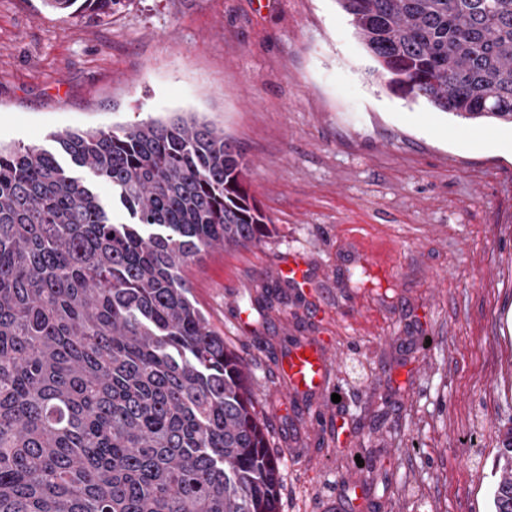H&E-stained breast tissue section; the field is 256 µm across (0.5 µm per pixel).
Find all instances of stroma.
I'll list each match as a JSON object with an SVG mask.
<instances>
[{"instance_id": "obj_1", "label": "stroma", "mask_w": 512, "mask_h": 512, "mask_svg": "<svg viewBox=\"0 0 512 512\" xmlns=\"http://www.w3.org/2000/svg\"><path fill=\"white\" fill-rule=\"evenodd\" d=\"M256 2L123 0L100 17L0 0V143L52 151L65 130L214 121L271 232L183 274L249 366L280 512H327L358 472L383 512H492L512 424V127L393 93L337 0ZM291 251L313 263V300L274 283ZM380 262L390 276L354 286L353 268ZM318 335L341 400L312 421L274 386L289 340Z\"/></svg>"}]
</instances>
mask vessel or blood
<instances>
[{
	"label": "vessel or blood",
	"mask_w": 512,
	"mask_h": 512,
	"mask_svg": "<svg viewBox=\"0 0 512 512\" xmlns=\"http://www.w3.org/2000/svg\"><path fill=\"white\" fill-rule=\"evenodd\" d=\"M276 277L288 283L289 287L303 291L316 285L309 259L296 252L279 261ZM333 368L334 361L329 344L315 337L290 346L280 361L278 376L286 394L311 399L328 393L329 376Z\"/></svg>",
	"instance_id": "b4317fda"
}]
</instances>
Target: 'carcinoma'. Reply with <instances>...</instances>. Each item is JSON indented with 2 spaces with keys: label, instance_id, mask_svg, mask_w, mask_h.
Wrapping results in <instances>:
<instances>
[{
  "label": "carcinoma",
  "instance_id": "cac0c4a2",
  "mask_svg": "<svg viewBox=\"0 0 512 512\" xmlns=\"http://www.w3.org/2000/svg\"><path fill=\"white\" fill-rule=\"evenodd\" d=\"M337 2L390 89L512 125V0ZM54 138L94 181L0 146V512H278L248 366L182 276L269 233L236 141L181 117Z\"/></svg>",
  "mask_w": 512,
  "mask_h": 512
}]
</instances>
